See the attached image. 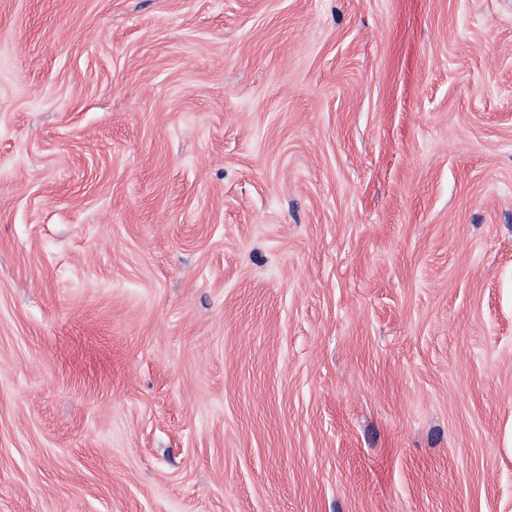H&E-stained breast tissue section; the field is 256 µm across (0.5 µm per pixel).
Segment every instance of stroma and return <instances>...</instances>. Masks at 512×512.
I'll use <instances>...</instances> for the list:
<instances>
[{"label":"stroma","instance_id":"obj_1","mask_svg":"<svg viewBox=\"0 0 512 512\" xmlns=\"http://www.w3.org/2000/svg\"><path fill=\"white\" fill-rule=\"evenodd\" d=\"M0 512H512V0H0Z\"/></svg>","mask_w":512,"mask_h":512}]
</instances>
